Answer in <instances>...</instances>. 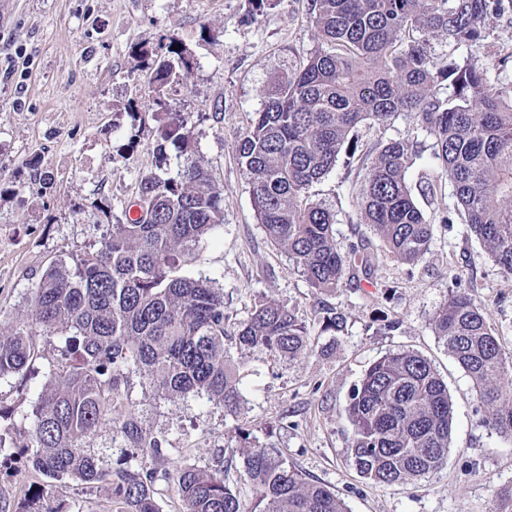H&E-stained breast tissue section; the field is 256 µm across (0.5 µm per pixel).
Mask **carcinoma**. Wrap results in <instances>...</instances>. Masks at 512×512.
Returning a JSON list of instances; mask_svg holds the SVG:
<instances>
[{"label": "carcinoma", "instance_id": "obj_1", "mask_svg": "<svg viewBox=\"0 0 512 512\" xmlns=\"http://www.w3.org/2000/svg\"><path fill=\"white\" fill-rule=\"evenodd\" d=\"M502 0H311L310 18L321 48L297 69L274 73L262 86L263 108L253 113L237 153L256 219L270 244L288 254L317 292L357 290L370 283L380 257L369 241L341 250L334 214L309 189L336 166L349 132L414 112L435 139V157L452 183L470 231L487 244L500 270L512 275V86L489 83L470 60L438 64L429 38L446 35L475 43ZM418 33L420 38L410 35ZM149 85L170 90L191 69L184 48L170 41L152 56ZM449 80L454 94L432 93ZM158 108L157 171L141 176L124 219L111 224L100 246L49 268L33 292L31 322L0 335V380L20 375L38 355V340H59L50 387L16 423L0 407V454L6 438L25 436L35 472L73 478L93 488L108 484L122 512H159L156 481L173 480L183 512H348L328 486L310 482L275 448L249 445L239 431L247 474L256 487L251 507L224 484V471L184 464L151 466L167 457L163 441L147 436L128 404L131 375L166 398L203 396L239 414L243 399L235 364L224 352L233 339L241 352H261L288 364L313 350L309 326L284 303L259 299L248 317L230 322L224 289L211 278L180 274L200 244L223 224V189L200 156L179 112ZM175 153L177 170L164 165ZM416 152L391 141L370 153L358 204L364 223L383 242L385 256L415 265L430 253L434 225L415 205L405 180ZM344 328L324 311L321 333ZM434 334L470 378L486 409L485 423L512 441V351L503 348L484 304L453 292L436 310ZM357 471L381 484L411 485L448 460L453 407L445 383L417 352L398 350L371 363L345 409ZM137 465L109 468L87 448L106 416ZM16 512H53L34 491Z\"/></svg>", "mask_w": 512, "mask_h": 512}]
</instances>
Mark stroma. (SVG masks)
Masks as SVG:
<instances>
[{
    "mask_svg": "<svg viewBox=\"0 0 512 512\" xmlns=\"http://www.w3.org/2000/svg\"><path fill=\"white\" fill-rule=\"evenodd\" d=\"M182 42L195 66L171 99L191 128L198 150L224 190V222L200 245L182 275L215 279L234 319H245L258 297L288 304L320 336L305 359L288 364L262 353L224 348L238 364L244 397L239 420L204 397L167 399L132 379V402L143 430L163 439L164 468L191 464L223 468L224 481L243 504L255 492L237 444L236 424L254 443L277 448L306 479L331 487L349 512H496L512 495V444L484 423L470 378L431 321L452 291L463 288L484 304L506 350H512V276L470 234L454 188L441 177L434 139L415 113L387 123H359L351 132L360 150L395 140L413 142L417 157L406 173L412 196L434 240L426 260L405 265L381 259L374 285L317 294L287 254L274 249L258 224L237 144L259 90L274 72L299 67L321 45L308 0H12L0 13V334L30 319L42 274L61 259L99 246L109 221L120 217L156 164L158 123L143 97L148 69L143 51L165 54ZM437 62L479 60L488 80L512 84V6L485 23L476 45L430 40ZM50 184L34 181V172ZM366 166L340 153L335 168L315 183L314 201L335 216L336 242L348 247L372 237L357 197ZM453 222L442 225L440 216ZM346 323L336 337L320 335L322 306ZM396 321L383 333L384 320ZM398 349L427 358L448 386L452 442L441 470L416 484H379L362 477L350 456L345 408L365 368ZM55 341L45 340L24 376L0 380V405L30 412L57 367ZM92 454L118 467L132 454L104 419ZM44 486L57 512H113L107 486L88 491L79 481H54L14 455L0 464V501L17 507Z\"/></svg>",
    "mask_w": 512,
    "mask_h": 512,
    "instance_id": "35a3bbf8",
    "label": "stroma"
}]
</instances>
